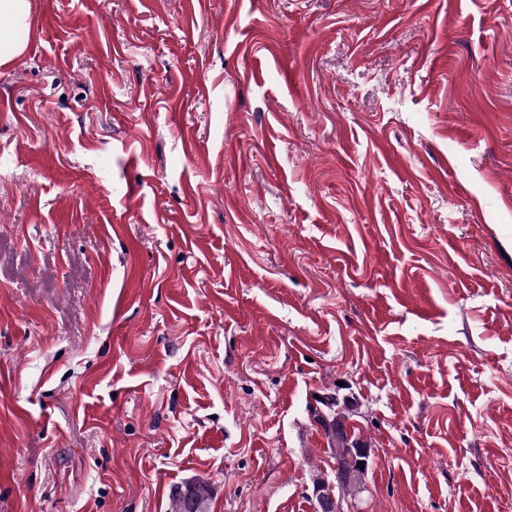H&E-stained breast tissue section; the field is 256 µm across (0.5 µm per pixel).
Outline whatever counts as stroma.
I'll return each instance as SVG.
<instances>
[{
	"label": "stroma",
	"mask_w": 512,
	"mask_h": 512,
	"mask_svg": "<svg viewBox=\"0 0 512 512\" xmlns=\"http://www.w3.org/2000/svg\"><path fill=\"white\" fill-rule=\"evenodd\" d=\"M0 66V512H512V0H33ZM136 195H127L128 187ZM332 413V423L323 429L329 446V457L336 465H341L346 470L344 475L341 471L334 472L332 478H324L312 485L310 497L317 504L316 512H345L342 503L336 499V489L339 497L352 496L350 491L360 485L367 472L349 465L352 450L356 448L355 443L363 442L356 435L355 428L351 429L350 425L346 424L350 419L349 411L339 409L338 403L335 402ZM336 425H342V430L336 432ZM340 478L342 479L339 480ZM336 480H339L337 487Z\"/></svg>",
	"instance_id": "35a3bbf8"
}]
</instances>
